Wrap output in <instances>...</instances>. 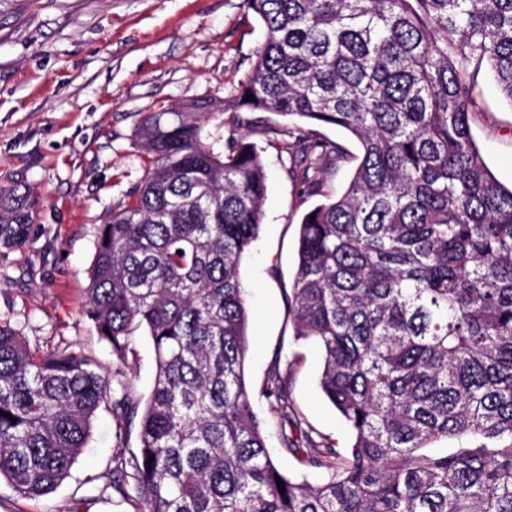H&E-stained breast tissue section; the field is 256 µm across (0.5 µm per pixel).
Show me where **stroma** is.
I'll use <instances>...</instances> for the list:
<instances>
[{
    "mask_svg": "<svg viewBox=\"0 0 512 512\" xmlns=\"http://www.w3.org/2000/svg\"><path fill=\"white\" fill-rule=\"evenodd\" d=\"M263 36L243 0H0V186L25 185L38 202L29 242L0 255V322L31 347L67 346L112 373V350L84 310L97 228L149 165L136 128L163 107L186 112L200 100L230 101ZM474 98L476 145L495 178L511 186L512 108L483 76ZM287 131V119L269 112L222 129L262 147L267 174L263 223L243 264L252 287L246 380L254 410L281 471L318 484L324 471L282 451L264 396L278 367L306 426L338 450L348 447V429L318 387L321 353L295 340L288 314L299 224L319 199L292 175ZM132 347L125 381L144 397L153 346L139 333ZM113 430L111 409H99L87 447L49 494L26 497L1 479L0 512H142L141 502L112 488Z\"/></svg>",
    "mask_w": 512,
    "mask_h": 512,
    "instance_id": "35a3bbf8",
    "label": "stroma"
}]
</instances>
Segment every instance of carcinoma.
Returning a JSON list of instances; mask_svg holds the SVG:
<instances>
[{
  "mask_svg": "<svg viewBox=\"0 0 512 512\" xmlns=\"http://www.w3.org/2000/svg\"><path fill=\"white\" fill-rule=\"evenodd\" d=\"M243 2L265 38L233 123L288 119L311 195L346 158L318 127L360 147L343 191L301 221L288 294L347 452L301 428L276 368L264 392L282 450L328 477L294 480L267 448L245 378L243 275L266 176L255 143L209 131L225 108L202 101L146 114L136 137L151 165L98 228L85 316L112 349L119 396L93 358L33 350L0 325V477L26 496L55 490L109 402L112 487L133 480L147 512H512V188L469 123L481 73L512 105V0ZM36 214L29 191L0 187L1 255ZM140 330L156 367L144 402L121 379ZM441 440L457 447L425 451Z\"/></svg>",
  "mask_w": 512,
  "mask_h": 512,
  "instance_id": "1",
  "label": "carcinoma"
}]
</instances>
